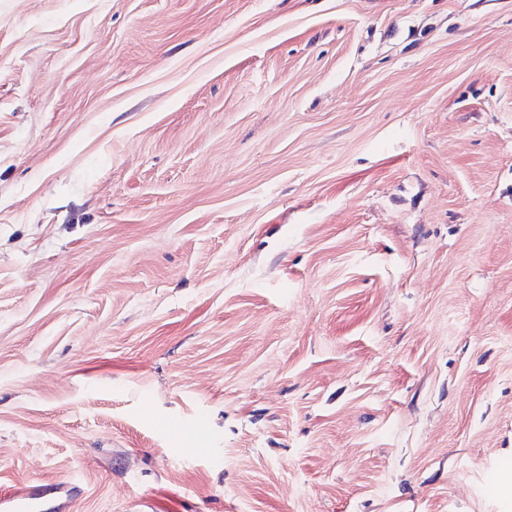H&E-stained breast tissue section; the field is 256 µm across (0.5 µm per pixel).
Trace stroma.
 I'll use <instances>...</instances> for the list:
<instances>
[{"mask_svg":"<svg viewBox=\"0 0 512 512\" xmlns=\"http://www.w3.org/2000/svg\"><path fill=\"white\" fill-rule=\"evenodd\" d=\"M512 512V0H0V494Z\"/></svg>","mask_w":512,"mask_h":512,"instance_id":"1","label":"stroma"}]
</instances>
